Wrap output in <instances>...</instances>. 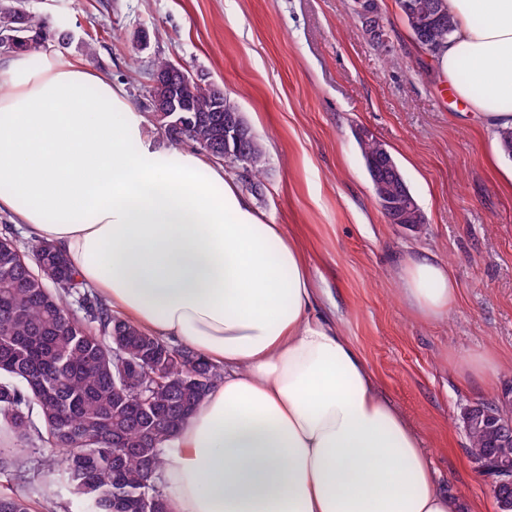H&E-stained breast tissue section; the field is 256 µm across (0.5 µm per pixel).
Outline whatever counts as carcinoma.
<instances>
[{
  "label": "carcinoma",
  "mask_w": 512,
  "mask_h": 512,
  "mask_svg": "<svg viewBox=\"0 0 512 512\" xmlns=\"http://www.w3.org/2000/svg\"><path fill=\"white\" fill-rule=\"evenodd\" d=\"M396 3L429 56L455 30L442 0ZM0 34L13 37L14 52H48L72 40L25 0H0ZM180 91L190 109L181 129L170 126L167 90L151 105L150 124L168 147L190 144L220 163L213 151L220 142L232 155L246 152L245 182L259 180L267 158L256 132L224 138V112L237 106L227 99L216 111V91L202 79ZM357 145L372 179L385 144L370 135ZM55 250L45 240L20 243L9 224L0 228V474L26 482L24 494L0 492V512H31L33 502L54 512L61 485L90 512H169L167 448L209 391L199 380L220 382L223 369L116 314L71 261H54ZM466 434L474 468L495 477L497 429Z\"/></svg>",
  "instance_id": "carcinoma-1"
}]
</instances>
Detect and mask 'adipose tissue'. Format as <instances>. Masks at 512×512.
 <instances>
[{
	"mask_svg": "<svg viewBox=\"0 0 512 512\" xmlns=\"http://www.w3.org/2000/svg\"><path fill=\"white\" fill-rule=\"evenodd\" d=\"M434 57L488 127H512V0H443ZM0 212L55 244L113 308L226 373L168 450L170 512H459L364 359L317 307L307 263L222 166L169 156L125 91L46 52L0 61ZM408 305L455 303L408 255Z\"/></svg>",
	"mask_w": 512,
	"mask_h": 512,
	"instance_id": "adipose-tissue-1",
	"label": "adipose tissue"
}]
</instances>
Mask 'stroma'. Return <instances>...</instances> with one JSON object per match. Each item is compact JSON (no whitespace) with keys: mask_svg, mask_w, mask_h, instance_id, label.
Here are the masks:
<instances>
[{"mask_svg":"<svg viewBox=\"0 0 512 512\" xmlns=\"http://www.w3.org/2000/svg\"><path fill=\"white\" fill-rule=\"evenodd\" d=\"M73 41L55 56L123 85L148 114L155 59L224 87L264 146L257 188L241 190L282 225L318 285V305L358 349L379 392L423 442L461 512H497L471 464L464 407L512 386V158L481 117L454 100L414 43L396 0H380L394 49L373 50L345 0H30ZM97 30L95 60L80 49ZM396 159L425 224H390L374 198L355 132ZM426 251L457 286L452 311L421 317L400 264ZM487 356L462 382L457 358Z\"/></svg>","mask_w":512,"mask_h":512,"instance_id":"1","label":"stroma"}]
</instances>
